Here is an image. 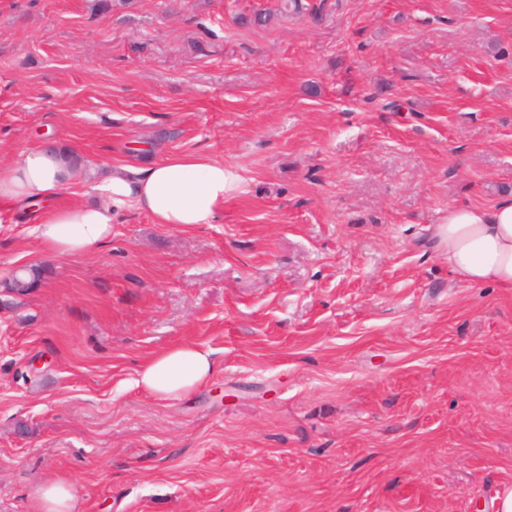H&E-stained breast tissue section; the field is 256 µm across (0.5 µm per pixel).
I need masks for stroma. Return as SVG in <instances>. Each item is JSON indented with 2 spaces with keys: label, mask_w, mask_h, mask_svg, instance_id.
Listing matches in <instances>:
<instances>
[{
  "label": "stroma",
  "mask_w": 512,
  "mask_h": 512,
  "mask_svg": "<svg viewBox=\"0 0 512 512\" xmlns=\"http://www.w3.org/2000/svg\"><path fill=\"white\" fill-rule=\"evenodd\" d=\"M0 0V166L204 153L217 223L118 212L51 257L0 216V512H496L512 488V295L431 229L512 197V0ZM40 269L27 294L6 285ZM211 382L135 387L154 353ZM216 368L211 349L177 343L144 361L135 385L156 399L175 400L206 384ZM35 512H75L78 502L70 483L55 479L41 486L35 495Z\"/></svg>",
  "instance_id": "35a3bbf8"
}]
</instances>
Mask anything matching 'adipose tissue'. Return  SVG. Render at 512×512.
<instances>
[{
	"mask_svg": "<svg viewBox=\"0 0 512 512\" xmlns=\"http://www.w3.org/2000/svg\"><path fill=\"white\" fill-rule=\"evenodd\" d=\"M80 180L87 185L88 201L60 205ZM241 191L237 171L205 154H175L101 175L76 169L61 149L46 146L0 168V210L33 214V236L55 257L101 252L112 238L116 211L127 205L157 224H211L225 201ZM432 235L457 277L512 292V198L490 208L449 206L447 219ZM216 368L211 349L177 343L144 361L135 384L154 398L175 400L206 384Z\"/></svg>",
	"mask_w": 512,
	"mask_h": 512,
	"instance_id": "ef3b65f1",
	"label": "adipose tissue"
}]
</instances>
